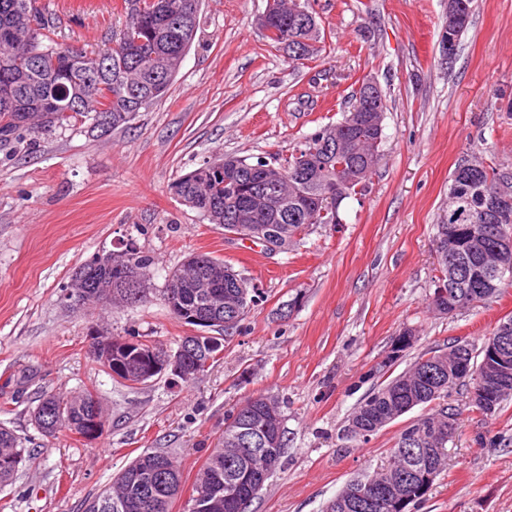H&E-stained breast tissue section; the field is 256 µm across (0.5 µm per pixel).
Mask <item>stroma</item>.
Wrapping results in <instances>:
<instances>
[{"label": "stroma", "instance_id": "1", "mask_svg": "<svg viewBox=\"0 0 512 512\" xmlns=\"http://www.w3.org/2000/svg\"><path fill=\"white\" fill-rule=\"evenodd\" d=\"M57 40L86 49L117 37L123 0H39ZM321 53L295 63L257 24L267 0H201V29L167 95L107 134L79 120L0 143V425L29 440L31 456L0 486V512H85L146 451L174 457L184 512L199 468L244 399L265 395L281 413V465L248 512H322L355 476L383 465L406 413L368 443L343 426L377 385L370 371L393 338L417 340L394 367L463 338L481 345L512 318V287L452 315L435 314L434 226L448 205L458 159L474 152L512 181V0H475L454 61L440 47L448 0H308ZM386 93L381 159L337 224H315L271 254L185 205L180 176L222 155L288 153L341 120L362 80ZM134 243L155 258L149 299L76 313L62 289L94 255ZM194 252L224 260L254 300L222 351L194 382L112 380L89 356L95 333L173 351L188 325L161 295ZM91 391L106 418L95 442L40 435L30 409L42 392ZM447 464L411 512H512V399L494 417L468 410ZM503 444H490V437Z\"/></svg>", "mask_w": 512, "mask_h": 512}]
</instances>
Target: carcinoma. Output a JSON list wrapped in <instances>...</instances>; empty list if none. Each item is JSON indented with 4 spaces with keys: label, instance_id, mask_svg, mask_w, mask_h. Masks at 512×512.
Wrapping results in <instances>:
<instances>
[{
    "label": "carcinoma",
    "instance_id": "cac0c4a2",
    "mask_svg": "<svg viewBox=\"0 0 512 512\" xmlns=\"http://www.w3.org/2000/svg\"><path fill=\"white\" fill-rule=\"evenodd\" d=\"M289 0H274V4L260 16V26L265 31L269 44L292 54L295 60L303 61L318 55L321 48L304 49L300 39L305 37L310 26H320L315 13L303 6V16L308 19L304 25L294 22L295 15L288 10ZM125 23L113 45L98 52L96 58L103 60L104 69L98 82L89 83L81 70L64 68L61 52L69 45L56 40V26L51 16L37 6V0H0V76L9 78L16 101L22 111L9 112L0 105V135L7 137L15 132L43 134L56 124H66L76 116L72 114L75 105L96 103L101 111L93 118L94 129L106 134L113 129L128 125L136 115L146 111L156 101L162 99L176 77L169 73L163 81L156 77L150 68L154 55L178 58L183 49L191 45L199 28V13L191 9V0H123ZM40 24L46 33L40 35L41 48L46 51L40 59L32 60L35 47L27 36L31 22ZM53 102L59 108L53 112H42L41 123H24V110L34 109ZM350 112H345L341 120L328 122L303 137L288 156H272L269 162L284 169L283 179L288 181V194L283 197L276 209L268 212H255L247 222H239L243 203L252 191L262 186L261 171L255 162L228 156L224 163V175L216 178L207 164H202L183 175L172 184L182 201L200 211L211 224H240L243 230H252V225L261 226L277 238L283 251H288L295 238L311 224H329L331 212L323 205L322 194L328 184L336 179L339 166L363 165L360 154L354 152L356 145L369 147L371 141L382 138V129L366 122L357 127L347 123ZM472 161L479 167L473 180L450 178L448 184V210L436 225V241L453 243L458 265H472L480 260L495 262L489 255L494 246L492 234L486 230L489 223L503 224L512 235V204L505 214L490 221L485 218L491 197L504 177L476 156L466 155L460 162ZM378 161L370 162L368 170L355 175L343 187V195L348 198L364 190L366 182ZM214 266L222 272V277L214 283L215 289L230 291L231 280L238 278L224 261L212 258ZM155 264V258L133 248L130 266H112L105 260V254H97L81 264L71 275L64 291L71 292L66 300H82L81 312L96 303H106L104 288L112 286V297L117 302L135 305L147 299V289L141 288L140 297L128 294L135 272L147 270ZM443 275V283L448 289L462 295L470 284L461 279V274H453L448 267V258L438 260ZM182 289L172 280H167L162 301L169 313L180 319L176 309L178 295ZM215 352L206 351L200 363H191L187 375L180 378L183 383L195 381L205 372L209 358ZM437 352L421 356L411 367L382 381L378 388L363 399L351 413L345 425V436L356 442H367L388 424L406 414L410 405L428 409L419 418L421 436L411 440V429L405 428L389 452L386 471L377 474L383 482L394 472H407L411 477L404 483L401 508L393 506L388 498H382L377 512H409V507L426 498L436 477L446 465L448 456V436L438 439L428 434L434 419L443 415L435 401L442 396L434 393L436 378L448 377L447 369L433 363ZM123 369L115 371L117 377L127 382L144 362L136 358L131 350L123 356ZM99 407L92 393L63 397L51 392L39 396L32 410L31 421L39 431H44L41 423L46 412L58 418L57 425L49 430L54 437L59 433L79 434L82 421L90 410ZM224 441L205 460L197 473L193 493L207 494L209 485L216 483L223 491L236 492L238 499L222 503L218 512H247L249 504L262 491L265 483H252L243 479L247 469L258 460L227 457L224 449L233 447L232 441H255L261 430L254 427L247 418V410L235 407L226 420ZM29 455L26 440L13 430L0 426V485L11 482L15 472L10 468V460L18 454ZM152 452H145L136 458L115 478L113 485L104 490L87 505L86 512H97L96 504L111 496L127 502L123 512H170L175 493L180 488L181 477L172 458L163 455L164 466L170 468L166 477L161 478L149 465Z\"/></svg>",
    "mask_w": 512,
    "mask_h": 512
}]
</instances>
